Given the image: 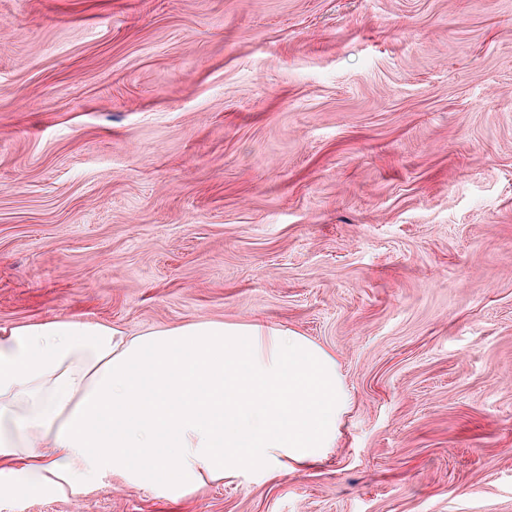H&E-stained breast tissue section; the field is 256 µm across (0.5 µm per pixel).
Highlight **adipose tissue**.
Wrapping results in <instances>:
<instances>
[{"label": "adipose tissue", "mask_w": 512, "mask_h": 512, "mask_svg": "<svg viewBox=\"0 0 512 512\" xmlns=\"http://www.w3.org/2000/svg\"><path fill=\"white\" fill-rule=\"evenodd\" d=\"M349 402L335 354L276 326L0 328V465L37 483L113 473L184 497L208 479L273 478L324 460Z\"/></svg>", "instance_id": "obj_1"}]
</instances>
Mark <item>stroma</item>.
Here are the masks:
<instances>
[{"instance_id": "35a3bbf8", "label": "stroma", "mask_w": 512, "mask_h": 512, "mask_svg": "<svg viewBox=\"0 0 512 512\" xmlns=\"http://www.w3.org/2000/svg\"><path fill=\"white\" fill-rule=\"evenodd\" d=\"M260 322L321 464L0 512H512V0H0V325Z\"/></svg>"}]
</instances>
